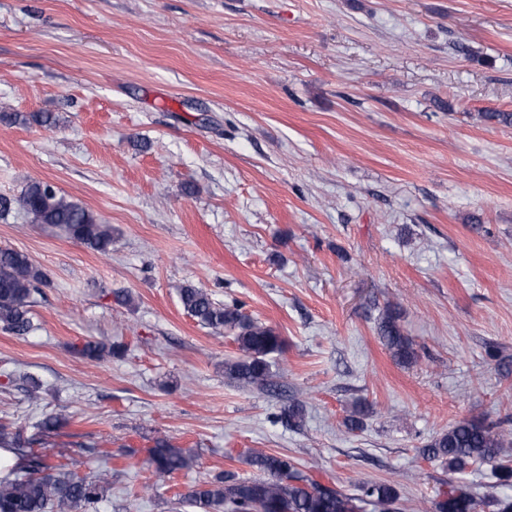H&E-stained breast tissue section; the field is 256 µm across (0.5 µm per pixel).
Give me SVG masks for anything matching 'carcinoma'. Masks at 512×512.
I'll return each instance as SVG.
<instances>
[{"instance_id":"cac0c4a2","label":"carcinoma","mask_w":512,"mask_h":512,"mask_svg":"<svg viewBox=\"0 0 512 512\" xmlns=\"http://www.w3.org/2000/svg\"><path fill=\"white\" fill-rule=\"evenodd\" d=\"M23 210L33 224H50L69 238L106 254L112 248V229L81 204L67 198L44 181L28 183L15 200L0 198V212L12 204ZM44 273L21 252L0 250V325L16 336L32 329L30 298ZM179 299L187 315L200 325L232 336L239 356L224 363V373L243 387L264 390L273 377V355L282 352L284 340L275 330L244 314L237 303L219 304L207 289L186 283L179 288ZM379 332L393 358L402 365L417 359L412 341L404 336L398 315L389 311L379 324ZM83 358L101 360L120 357L127 351L122 343L106 345L87 341L74 347ZM505 439L484 422L464 419L448 431L433 437L421 450L423 457L438 460L452 473L471 464L494 463ZM16 452L25 465L0 478V512H99L110 491V477L100 472L91 478H78L64 464L51 465L38 457ZM192 463L189 454L159 443L149 449V466L154 481L149 490ZM250 464L258 474L236 478L219 473L192 486L178 499L198 512H396L398 494L386 482L367 483L358 493L349 494L327 486L300 471L297 462L286 455L255 453ZM512 512V496L489 498L450 479L430 501L426 512Z\"/></svg>"}]
</instances>
